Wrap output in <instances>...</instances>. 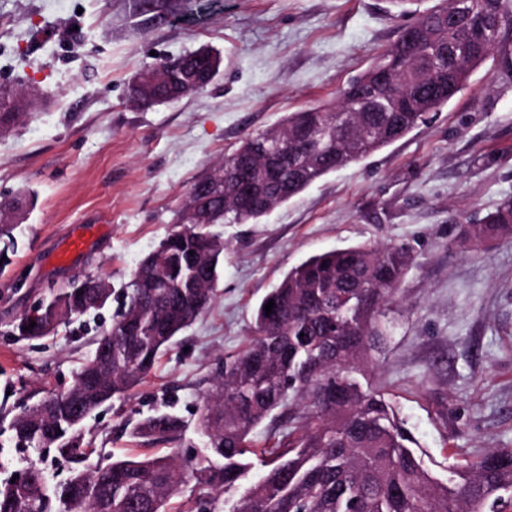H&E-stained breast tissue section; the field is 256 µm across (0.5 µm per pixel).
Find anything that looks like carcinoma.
<instances>
[{"instance_id":"cac0c4a2","label":"carcinoma","mask_w":512,"mask_h":512,"mask_svg":"<svg viewBox=\"0 0 512 512\" xmlns=\"http://www.w3.org/2000/svg\"><path fill=\"white\" fill-rule=\"evenodd\" d=\"M412 24L418 41L404 36L373 58L341 89L336 102L290 112L276 125L246 137L228 157L224 183L194 180L184 204L206 193L223 208L219 220L190 224L184 212L178 229L160 241L135 269L124 312L95 341L107 346L106 375L93 351L65 390L13 416L9 443L55 449L80 464L94 452L84 442L78 409L95 410L125 399L146 381L173 339L190 327L216 295L224 261L220 224L256 223L336 169L357 162L426 125L465 88L490 58L503 23L512 24L505 0H431ZM455 23L447 25V15ZM391 70L395 79L378 85L373 73ZM26 111L12 112L13 96ZM35 101L22 89L0 88V134L24 121ZM253 157L264 167L256 182L257 206L240 209L224 200V185ZM512 239V197L503 199L465 241L481 244ZM213 270L201 288L194 277L200 257ZM412 262L410 252L390 244H364L316 254L292 267L262 300L243 348L218 358L211 389L196 422L208 454L190 461L174 455H126L104 466L75 469L83 483L54 486L45 467L30 464L27 483L0 484V512H166L192 478L199 490L224 492L225 512H507L512 508V448H488L441 480L425 466L412 433L395 407L356 374L368 366L390 325L393 302ZM97 277L49 290L66 323L95 311ZM272 313H265L268 301ZM32 329H27L30 323ZM18 335H50L45 320L28 311L15 325ZM339 399L328 402V389ZM290 403L299 411L286 433L263 446L254 429ZM186 425L170 410L137 420L131 435L146 444L171 443ZM259 479L239 481L253 469Z\"/></svg>"}]
</instances>
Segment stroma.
I'll return each instance as SVG.
<instances>
[{
	"mask_svg": "<svg viewBox=\"0 0 512 512\" xmlns=\"http://www.w3.org/2000/svg\"><path fill=\"white\" fill-rule=\"evenodd\" d=\"M408 17L386 0H0V86L37 92L34 119L0 135V198L26 196L0 271V431L22 404L66 389L93 340L118 319L138 263L174 228L192 182L244 138L338 91L395 41ZM207 47L223 63L200 95L137 111L127 84L157 58ZM512 196V29L469 84L419 127L317 181L258 224H224L216 296L126 401L84 428L95 452L202 453L195 429L216 357L238 349L254 311L307 256L359 243L407 246L412 264L367 381L394 405L434 475L512 447V240L473 249L461 227ZM85 243L69 253L73 235ZM88 275L112 285L99 315L23 339L12 325L50 287ZM181 439L142 445L129 420L164 403ZM42 460L51 483L72 465L7 448L0 482Z\"/></svg>",
	"mask_w": 512,
	"mask_h": 512,
	"instance_id": "obj_1",
	"label": "stroma"
}]
</instances>
